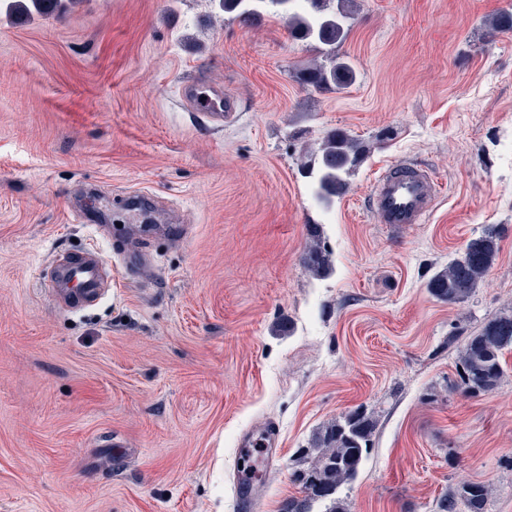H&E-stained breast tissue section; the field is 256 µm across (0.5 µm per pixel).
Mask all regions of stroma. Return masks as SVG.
<instances>
[{"instance_id": "1", "label": "stroma", "mask_w": 512, "mask_h": 512, "mask_svg": "<svg viewBox=\"0 0 512 512\" xmlns=\"http://www.w3.org/2000/svg\"><path fill=\"white\" fill-rule=\"evenodd\" d=\"M66 4L0 9V512H244L237 439L268 423L281 451L251 512H280L301 449L356 409L377 425L346 512H433L465 480L512 512V349L497 389L453 388L463 337L512 312V33L488 31L512 0H355L339 52L357 79L327 91L300 80L319 50L271 14ZM194 77L223 85L233 119L182 105ZM334 131L367 152L325 207L301 164ZM402 161L442 194L400 228L365 197ZM488 231L478 288L438 299L432 277ZM315 240L323 277L302 264ZM89 250L112 289L63 309L44 278Z\"/></svg>"}]
</instances>
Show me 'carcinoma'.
Wrapping results in <instances>:
<instances>
[{
    "instance_id": "obj_1",
    "label": "carcinoma",
    "mask_w": 512,
    "mask_h": 512,
    "mask_svg": "<svg viewBox=\"0 0 512 512\" xmlns=\"http://www.w3.org/2000/svg\"><path fill=\"white\" fill-rule=\"evenodd\" d=\"M336 2V6L327 4ZM225 13H234L246 22L270 10L288 22L290 35L314 42L329 64L315 63L303 74L305 85L318 90L344 89L355 83L357 74L347 57L338 53L349 28L352 0H305L309 8L294 9L297 0H214ZM489 33L512 32V12L504 11L488 23ZM366 153L363 143L345 133L327 135L311 164L303 163L318 203L329 206L334 198L347 193L345 175L358 165ZM469 258L455 260L432 281L436 297L448 303L468 299L493 264L496 243L492 234L470 240L466 245ZM304 267L316 276L331 270V258L319 242L310 244L302 257ZM512 347V314L488 322L482 331L469 338L460 356L458 380L454 389L468 396L497 388L505 372L501 364L503 350ZM375 421L361 410L345 414L326 425L312 446L303 450L304 457L314 456L310 466L294 472L303 496L292 497L282 512H311V504L336 494L340 485L353 479L372 448ZM489 491L480 482H466L436 503V512H485Z\"/></svg>"
}]
</instances>
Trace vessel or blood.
I'll use <instances>...</instances> for the list:
<instances>
[{"label": "vessel or blood", "instance_id": "obj_1", "mask_svg": "<svg viewBox=\"0 0 512 512\" xmlns=\"http://www.w3.org/2000/svg\"><path fill=\"white\" fill-rule=\"evenodd\" d=\"M182 100L191 111L204 113L217 123L228 120L236 112L234 99L225 95L222 86L202 80L185 84ZM441 191L438 178L428 167L403 161L387 167L376 177L368 196V207L383 224H421L434 212ZM106 266V260L96 253L63 265L58 275L59 304L75 309L95 300L103 286ZM278 439L279 432L272 425L261 434L241 436L240 447L262 449L264 466L253 475L239 477L237 492L250 499L256 496L265 472L275 465Z\"/></svg>", "mask_w": 512, "mask_h": 512}]
</instances>
